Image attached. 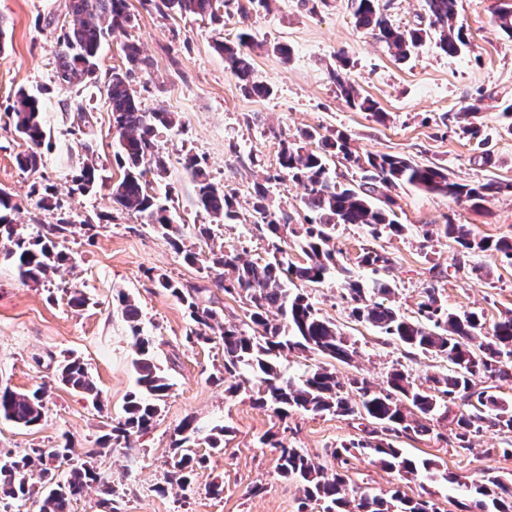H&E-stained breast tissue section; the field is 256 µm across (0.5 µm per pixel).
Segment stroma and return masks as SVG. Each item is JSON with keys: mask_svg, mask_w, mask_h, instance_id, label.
<instances>
[{"mask_svg": "<svg viewBox=\"0 0 512 512\" xmlns=\"http://www.w3.org/2000/svg\"><path fill=\"white\" fill-rule=\"evenodd\" d=\"M502 2L458 0L456 22L467 32V46L451 56L430 40L399 61L356 27L350 0H273L270 10L246 18L231 5L224 9L220 29L210 19L172 13L161 0H128L132 27L103 41L95 80L69 85L56 77L60 36L71 22L67 0H0L6 32L0 51V189L19 206L15 218L23 236H33L40 225L62 217L75 226L65 244L69 269L51 280L23 282L0 259V389L23 392L39 384L48 389L38 425L22 428L0 420V452L51 448L66 433L81 455L110 431L135 389L129 328L117 300L123 292L138 304L141 326L156 341L157 359L172 389L156 427L131 448L116 445L92 459L116 490L113 504H105L94 485L73 502L72 512H310L303 505L301 484L279 472L280 447L303 449L328 467L333 463L330 448L359 438V423L303 411L279 418L256 404L260 382L249 374L243 389L228 395L234 378L224 371L222 345L186 342L188 315L157 288L158 276L199 286L200 304L215 309L225 322L244 320L245 306L208 285L161 233L113 203L108 185L123 171L114 160L112 114L103 86L113 69L123 67L124 44L135 42L151 61L149 69L129 75L141 109H162L175 119L158 137L166 173L151 181V193L184 224L185 246L260 261L268 258L271 246L255 222L253 185L268 181L273 208L304 215L303 186L279 181L277 174L281 140L308 130L328 137L345 134L357 155H401L444 168L451 179L464 183L493 177L512 181V125L502 116L512 103V39L494 22ZM243 31L255 38L250 48L254 75L272 87L269 96L244 91L214 46L216 39L232 42ZM282 46L287 55L279 54ZM343 58L349 61L348 78L377 102L385 119L351 108L341 96L331 73ZM21 88L41 96L45 106L43 164L32 173L21 171L15 161L26 148L14 133L10 112ZM473 104L478 114L464 119L465 108ZM472 125L486 137L485 148H478V138L470 135ZM484 149L492 164L479 160ZM90 153L107 183L80 193L73 189L74 180ZM189 157L234 194L235 219L215 222L198 206L195 184L184 168ZM48 192L60 200L61 209L40 208L38 201ZM390 195L398 222L407 227L405 234L375 240L361 227L338 225L336 269L306 289L320 315L354 345L352 361L336 366L338 379L366 378L379 388L393 368L421 383L447 372L448 363L429 354L406 355L373 327L352 318L346 277L366 281L372 276L357 264L362 250L389 254L392 264L385 276L394 287L392 301L408 317H415L418 302L431 287L438 288L449 310L481 313L489 327L512 310V267L502 266L496 254L465 256L452 240L424 234L428 226L453 222L467 225L479 237L512 239V194L488 197L477 210L409 185H399ZM198 224L211 225L210 238L196 237ZM73 288L88 297L87 306L70 304ZM70 355L80 358L96 379L104 409L93 408L58 382V365ZM189 416L230 427L231 433L219 454L203 440L193 443L207 462L197 469V492L186 501L177 486L168 484L166 472L173 431ZM455 433L442 419L431 435L402 440L401 446L410 456L434 459L469 483L488 472L512 479V456L501 452L512 432L486 428L466 453L456 452ZM266 435L274 436L279 448L263 443ZM349 475L357 492L383 494L397 488L411 498H430L439 512H463L468 501L464 489L381 468L363 455L351 459ZM213 482L224 486L220 497L206 491Z\"/></svg>", "mask_w": 512, "mask_h": 512, "instance_id": "35a3bbf8", "label": "stroma"}]
</instances>
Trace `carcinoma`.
<instances>
[{
    "label": "carcinoma",
    "instance_id": "obj_1",
    "mask_svg": "<svg viewBox=\"0 0 512 512\" xmlns=\"http://www.w3.org/2000/svg\"><path fill=\"white\" fill-rule=\"evenodd\" d=\"M430 19V29L393 26L380 0H351L355 25L384 44L394 57L405 60L414 49L430 38L448 55L466 44L463 27L454 23L457 0H423ZM163 6L180 15L209 17L218 23L223 18V0H163ZM70 27L60 39L56 77L59 81L77 85L90 79L98 68L101 43L115 33L131 27L132 15L127 0H68ZM496 24L512 38V3L498 10ZM254 36L248 32L230 43L216 40L224 53L227 69L248 93L267 96L270 86L255 79L251 55L247 48ZM125 59L132 68H145L137 44L124 46ZM346 58L331 74L340 94L353 108L361 112L380 114L377 103L362 95L344 73ZM104 95L112 114L113 137L118 143L115 160L124 169L123 177L110 185L112 201L121 209L135 213L142 223L151 225L166 237L189 265H201L212 284L224 293L237 297L246 305L247 321L238 325L225 323L218 312L203 308L196 300L198 288L187 286L166 276L157 279L158 287L173 296L185 308L192 321L186 332L190 344H210L221 341L224 348V370L231 374L247 369L259 376L260 386L256 403L273 409L280 417L295 410L313 414L332 412L339 416L366 422L365 436L350 444L331 450L336 466L326 468L315 463L300 448L281 447L279 472L303 486L305 500L317 503L322 512H438L431 501L422 497L414 500L395 489L391 495L348 497V457L352 451L371 458L385 469L407 474L421 472L431 480H443L462 485L461 477L441 471L437 461L412 460L398 448L400 438L423 437L432 432L430 421L437 414L452 418L457 432V448L472 450L471 437L494 426L512 431V404H507L491 391L481 387L484 378L497 382H512V314L506 313L483 334L484 322L475 312L457 314L448 311L437 289L426 290L417 307L418 318L410 320L401 314L389 297L393 285L379 271L386 269L390 258L386 253L367 249L360 263L371 268L375 277L364 284L355 279L348 283L352 304L351 316L389 337L408 352L433 354L451 360L448 373L428 378L429 385L416 383L410 374L393 369L387 376V387L376 388L365 378H353L344 384L335 372L318 365L305 376L294 379L284 376L276 359L284 350L314 353L326 359L348 362L354 348L331 321L322 317L309 296L291 285L322 282L336 267V251L331 241L338 224L364 227L377 240L385 235L400 236L408 227L395 219L391 208L392 188L408 184L428 193L448 196L473 208L489 196L512 193V181L490 178L478 184L453 181L440 167L422 166L410 159L392 154H369L362 158L354 154L348 137L339 132L334 137L320 139L317 150L304 142L315 137L312 131L302 134L299 141L280 143L278 164L280 173L289 180L304 185L303 204L311 217L305 223L295 222L286 210H274L270 204L269 187L261 182L253 186V211L259 215L261 229L274 239L273 259L248 261L237 254L222 251L202 253L184 248V226L177 223L169 209L149 193L144 180L147 169L144 160L154 158L155 172L162 176L165 162L156 150L158 129L173 125L171 113L163 110L144 112L131 87L127 73L112 69L104 85ZM43 101L24 89L15 95L11 117L19 136L28 150L16 156L24 172H34L42 164L40 147L45 139L40 114ZM342 158L363 171L358 187L336 182L329 159ZM185 167L198 188V201L203 210L215 220L236 217L233 195L210 179L206 169L195 158H188ZM101 180L97 163L92 158L83 162L75 179L78 189L88 191ZM17 204L5 191H0V241L3 259L10 261L18 276L25 282L39 284L47 276L59 272L70 258L63 242L72 234L73 225L65 219L57 224H44L34 237L18 232L12 213ZM437 234L453 240L461 252L492 251L504 265L512 267V240L495 242L472 236L463 224H442L436 231H424L425 236ZM293 239L303 255L296 263L289 258L286 244ZM121 315L129 325L130 344L135 357L132 366L136 374L137 391L131 393L123 414L112 425L111 433L98 441L100 448L91 449V458L108 447L110 441L126 443L153 429L161 411V403L171 388L169 378L155 358V341L142 333L141 311L134 299L119 297ZM276 311L277 319L269 318ZM60 382L101 407V390L83 362L67 358L59 366ZM350 387L354 396L345 392ZM46 386L17 392L0 391V419L18 427L37 425L44 415ZM201 432L196 419L187 417L174 431L169 482L177 484L183 498L193 493V474L203 459L191 453L189 444ZM0 461V499L38 498L39 512H69L74 500L85 490L103 480L88 462L74 456V442L65 435L53 448H33L24 455L4 454ZM470 501L466 512H512V481L495 473L487 474L482 482L466 486Z\"/></svg>",
    "mask_w": 512,
    "mask_h": 512
}]
</instances>
